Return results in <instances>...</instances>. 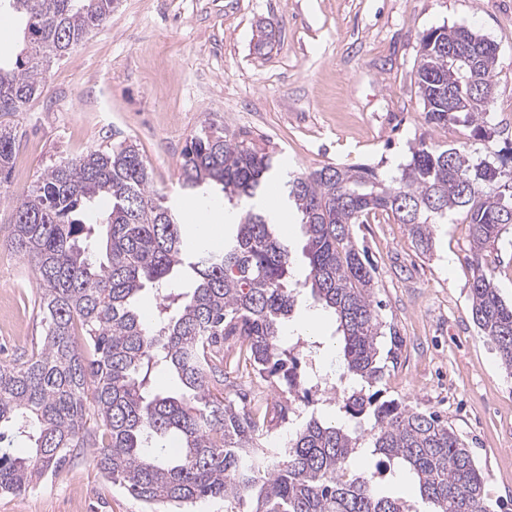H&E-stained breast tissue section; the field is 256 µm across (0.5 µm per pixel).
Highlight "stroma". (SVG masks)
I'll list each match as a JSON object with an SVG mask.
<instances>
[{"instance_id": "35a3bbf8", "label": "stroma", "mask_w": 512, "mask_h": 512, "mask_svg": "<svg viewBox=\"0 0 512 512\" xmlns=\"http://www.w3.org/2000/svg\"><path fill=\"white\" fill-rule=\"evenodd\" d=\"M273 24L268 54L255 49ZM467 27L497 47L491 135L435 128L417 94L420 38ZM17 133L9 190L26 193L44 169L129 140L147 160L151 188L178 214L219 186L186 193L183 153L202 126L245 135L273 150L278 177L266 195L287 196L288 177L328 162L365 164L389 179L419 139L467 146L512 170V0H117L111 17L49 69L43 93L0 116ZM278 234L304 280L301 215L284 208ZM376 272L381 316L394 353L382 399L447 418L484 473L494 512H512V375L471 315L470 230L462 212L437 225L423 256L405 225L376 217L354 225ZM488 269L512 304V229L488 247ZM30 265L0 246V363L42 335ZM0 512H149L103 477L92 449L21 495L0 493Z\"/></svg>"}]
</instances>
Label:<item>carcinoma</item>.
<instances>
[{
	"mask_svg": "<svg viewBox=\"0 0 512 512\" xmlns=\"http://www.w3.org/2000/svg\"><path fill=\"white\" fill-rule=\"evenodd\" d=\"M115 0H0L23 18L24 47L0 61V115L41 95L50 63L111 15ZM492 80L497 46L469 28L440 27L421 38L416 84L425 121L460 122L487 135L491 101L465 78L467 60ZM16 132L0 123V185L8 181ZM275 164L274 152L224 131L191 140L181 164L185 189L213 181L241 206L238 231L222 251L186 248L175 211L150 190L144 156L132 142L89 151L45 169L27 194L0 195L12 206L3 243L34 267L43 336L31 352L0 364V442L19 438L27 453L0 448V492L21 494L54 473L77 448H95L112 484L148 505L187 508L224 499V512H412L379 490L390 468L406 472L433 512H491L484 475L461 436L433 412L380 401L365 390L386 375L379 338L386 322L374 306L376 283L353 226L376 213L408 228L431 253L435 225L463 210L471 226L472 318L512 373V305L486 270L487 245L512 226V171L464 146L421 139L385 181L367 165L326 163L288 182L302 214L308 274L288 281L291 253L273 234V217L252 205ZM193 280L176 291V274ZM158 300L159 321H143V290ZM310 290L330 311L355 382L344 395L357 428L312 411L281 448L269 442L288 419L280 400L230 397L243 369L292 383L297 359L282 329ZM173 372L183 392L147 390L150 374ZM375 461L349 473L350 459Z\"/></svg>",
	"mask_w": 512,
	"mask_h": 512,
	"instance_id": "obj_1",
	"label": "carcinoma"
}]
</instances>
